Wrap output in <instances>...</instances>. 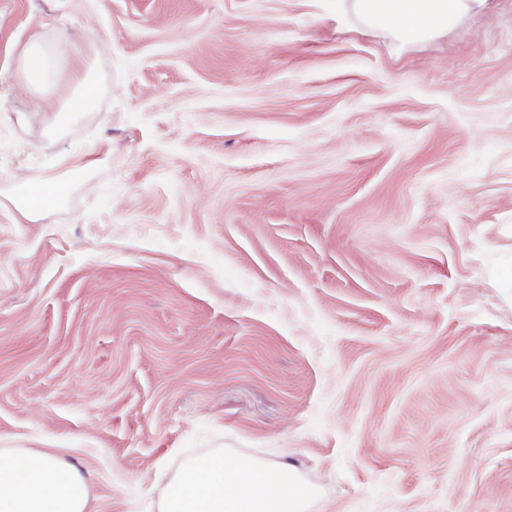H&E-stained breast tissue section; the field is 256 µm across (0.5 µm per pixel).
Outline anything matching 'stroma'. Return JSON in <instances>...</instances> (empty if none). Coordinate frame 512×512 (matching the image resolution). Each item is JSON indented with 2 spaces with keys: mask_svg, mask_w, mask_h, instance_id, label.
I'll return each mask as SVG.
<instances>
[{
  "mask_svg": "<svg viewBox=\"0 0 512 512\" xmlns=\"http://www.w3.org/2000/svg\"><path fill=\"white\" fill-rule=\"evenodd\" d=\"M0 163V448L95 512L214 453L309 512H512V0L414 46L336 0H0ZM19 68L26 82L36 86L47 72L50 54L37 38H32L17 49ZM98 104V82L89 69L80 77L77 88L62 109L53 111L47 118L48 128L61 130L69 119L79 112H93ZM65 193L66 184L63 181L58 178H43L25 186L16 198V208L26 220L43 219L63 199Z\"/></svg>",
  "mask_w": 512,
  "mask_h": 512,
  "instance_id": "stroma-1",
  "label": "stroma"
}]
</instances>
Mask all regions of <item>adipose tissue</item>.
<instances>
[{
	"label": "adipose tissue",
	"instance_id": "adipose-tissue-1",
	"mask_svg": "<svg viewBox=\"0 0 512 512\" xmlns=\"http://www.w3.org/2000/svg\"><path fill=\"white\" fill-rule=\"evenodd\" d=\"M488 0H349L368 28L402 45L425 43L484 14ZM98 104V82L85 71L62 109L48 118L57 131ZM66 185L57 178L27 184L16 199L22 218L35 221L63 199ZM291 475L284 465L248 458L207 456L189 463L171 484L164 512H296L297 496L288 492ZM84 476L59 455L0 448V512H88Z\"/></svg>",
	"mask_w": 512,
	"mask_h": 512
}]
</instances>
